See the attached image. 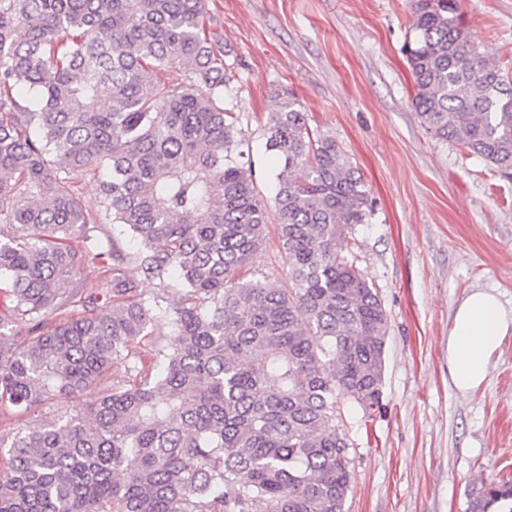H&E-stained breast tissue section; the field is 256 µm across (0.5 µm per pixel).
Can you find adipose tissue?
I'll return each mask as SVG.
<instances>
[{
  "mask_svg": "<svg viewBox=\"0 0 512 512\" xmlns=\"http://www.w3.org/2000/svg\"><path fill=\"white\" fill-rule=\"evenodd\" d=\"M512 331V309L477 288L457 306L448 331V371L454 388L468 394L488 375L492 354Z\"/></svg>",
  "mask_w": 512,
  "mask_h": 512,
  "instance_id": "adipose-tissue-1",
  "label": "adipose tissue"
}]
</instances>
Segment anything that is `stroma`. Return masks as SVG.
<instances>
[{
    "label": "stroma",
    "instance_id": "35a3bbf8",
    "mask_svg": "<svg viewBox=\"0 0 512 512\" xmlns=\"http://www.w3.org/2000/svg\"><path fill=\"white\" fill-rule=\"evenodd\" d=\"M464 28L512 73V0H459ZM241 99L240 137L270 193L280 167L261 146L288 88L310 127L335 137L362 174L373 222L342 239L388 317L382 406L343 408L346 512H468L482 483L512 477V333L486 381L463 396L448 373V329L471 290L512 308V181L459 145L432 138L411 105L404 53L411 0H208ZM92 386L13 417L22 428L86 408Z\"/></svg>",
    "mask_w": 512,
    "mask_h": 512
}]
</instances>
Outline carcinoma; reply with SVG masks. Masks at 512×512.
<instances>
[{"mask_svg": "<svg viewBox=\"0 0 512 512\" xmlns=\"http://www.w3.org/2000/svg\"><path fill=\"white\" fill-rule=\"evenodd\" d=\"M411 29L422 126L511 178L512 79L467 38L457 0H413ZM223 40L205 0H0V401L28 413L100 387L90 407L0 432V512H344L339 403L380 407L388 318L337 242L369 229L372 200L274 90L262 139L290 288L238 275L269 213ZM170 67L182 82L150 76ZM100 168L99 204L133 253L72 188ZM99 260L87 294L76 275ZM130 266L176 282L177 302L142 297ZM161 318L175 340L147 362L134 344ZM511 499V480L484 483L469 512ZM103 232V237H109L111 239H115L119 242V244L128 251H134L137 246V242L133 239L131 234L120 224H112L109 217H106L105 214H101L99 216Z\"/></svg>", "mask_w": 512, "mask_h": 512, "instance_id": "1", "label": "carcinoma"}]
</instances>
